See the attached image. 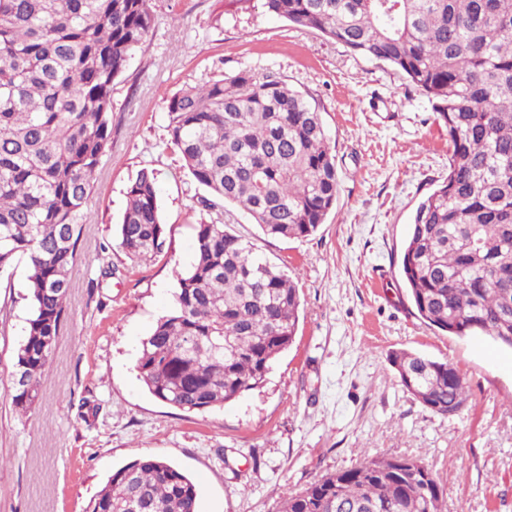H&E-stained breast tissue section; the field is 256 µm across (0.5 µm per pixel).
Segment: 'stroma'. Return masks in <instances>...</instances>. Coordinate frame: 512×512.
Wrapping results in <instances>:
<instances>
[{
    "label": "stroma",
    "mask_w": 512,
    "mask_h": 512,
    "mask_svg": "<svg viewBox=\"0 0 512 512\" xmlns=\"http://www.w3.org/2000/svg\"><path fill=\"white\" fill-rule=\"evenodd\" d=\"M149 5L154 26L112 86V147L84 209L67 317L25 415L7 396L30 316L25 265L0 281V512H85L113 471L147 456L196 481L197 512H279L283 492L377 455L422 459L445 512H512V350L429 327L399 275L415 209L448 175V138L427 99L392 67L262 10ZM241 67L281 75L321 109L339 197L308 237L268 238L239 207H205L168 143L170 99ZM143 169L155 174L168 239L160 256L133 261L114 229ZM199 224L224 225L286 266L301 311L261 387L192 414L153 397L137 364L173 305L176 271L194 261ZM400 349L460 370L458 415L433 413L402 387L388 361Z\"/></svg>",
    "instance_id": "1"
}]
</instances>
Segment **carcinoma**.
<instances>
[{"label": "carcinoma", "mask_w": 512, "mask_h": 512, "mask_svg": "<svg viewBox=\"0 0 512 512\" xmlns=\"http://www.w3.org/2000/svg\"><path fill=\"white\" fill-rule=\"evenodd\" d=\"M149 0H0V279L25 262L31 316L10 398L27 412L66 318L79 218L112 143V85L152 29ZM265 12L384 62L424 94L448 135V176L418 204L400 274L418 316L450 336L512 349V0H259ZM170 144L210 195L270 238L315 233L336 206V155L319 107L276 73L239 68L168 106ZM117 235L133 260L163 252L153 173L128 186ZM171 310L142 341L138 376L203 413L260 387L292 344L288 272L222 224L196 227ZM425 408L467 400L451 363L389 355ZM196 483L158 456L112 472L86 512H196ZM443 488L410 456L368 457L283 496L281 512H442Z\"/></svg>", "instance_id": "obj_1"}]
</instances>
